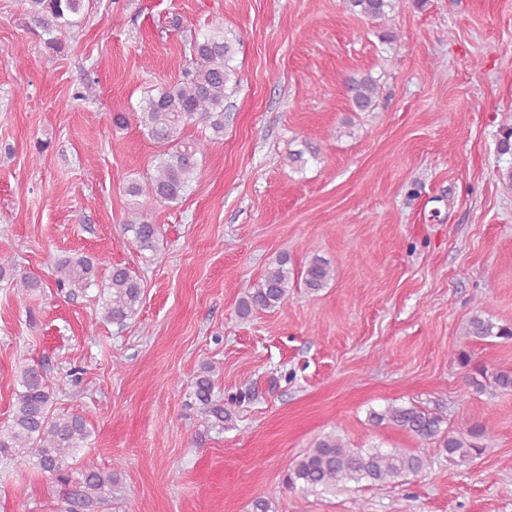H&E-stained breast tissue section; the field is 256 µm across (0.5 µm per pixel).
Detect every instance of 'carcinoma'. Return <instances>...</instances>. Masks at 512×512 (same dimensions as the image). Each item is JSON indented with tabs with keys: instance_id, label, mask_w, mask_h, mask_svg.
I'll return each mask as SVG.
<instances>
[{
	"instance_id": "carcinoma-1",
	"label": "carcinoma",
	"mask_w": 512,
	"mask_h": 512,
	"mask_svg": "<svg viewBox=\"0 0 512 512\" xmlns=\"http://www.w3.org/2000/svg\"><path fill=\"white\" fill-rule=\"evenodd\" d=\"M397 0H345V7L353 14L372 21H382L395 9ZM29 29L44 38L46 47L59 50L61 37L78 36L85 0H27ZM233 54V42L217 26L190 45V59L182 78L169 87L148 93L134 112L112 113V125L123 129L135 121L142 132L158 148V163L143 182L133 181L126 187L131 197L129 220L123 224V233L141 251H157L161 228L151 223L152 210L162 204L179 203L202 178L201 160L207 143L224 136V101L229 97L228 83ZM347 89L352 106L357 112H371L377 106L379 85L369 74H355L347 78ZM189 125H200L211 130V136L193 140L184 137ZM317 160L319 154L309 145L289 154L291 165L302 168L308 159ZM106 263V257H71L56 266V288L68 295L83 293L96 283L97 269ZM109 274L99 284L103 296L102 318L111 323H124L137 311L143 295L139 276L126 267L110 266ZM288 256L279 257L265 271L239 303V314L247 316L254 310L281 308L288 300L291 288ZM332 269L322 259H312L301 272L308 290L317 292L332 279ZM512 340V325L498 324L473 313L462 330V345L472 341ZM214 366L205 364L194 378L193 395L202 413L224 421V406L213 401ZM486 372L476 377L466 374L468 386L480 392L491 386L498 392H512V370H499L484 380ZM57 388L51 384L47 372L35 365L25 367L14 389L11 422L0 426V454L23 460L48 476L57 485L66 487L72 482L70 460L86 447L91 437L85 419L71 413L55 412ZM373 425L399 429L429 444L417 452L394 448L384 452L379 448H349L343 439L328 433L315 440L310 448L290 465L288 486L306 491H329L348 483L368 482L373 487H386L400 478L426 469L432 454H447L453 463H470L485 451L484 441L489 432L483 425H474L455 433L444 427L447 418L410 405H391L381 412L370 413ZM84 493L78 507L88 510L98 506L105 490L112 487V473L95 466L81 471Z\"/></svg>"
}]
</instances>
